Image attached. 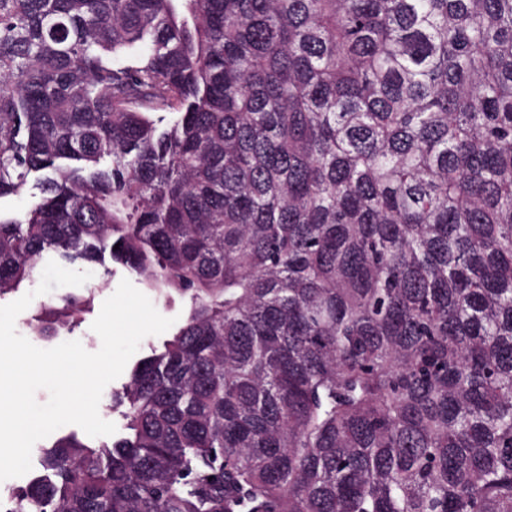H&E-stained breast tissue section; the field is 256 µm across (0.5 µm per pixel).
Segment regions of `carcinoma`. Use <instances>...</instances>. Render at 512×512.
I'll list each match as a JSON object with an SVG mask.
<instances>
[{"instance_id": "cac0c4a2", "label": "carcinoma", "mask_w": 512, "mask_h": 512, "mask_svg": "<svg viewBox=\"0 0 512 512\" xmlns=\"http://www.w3.org/2000/svg\"><path fill=\"white\" fill-rule=\"evenodd\" d=\"M32 173L0 298L109 259L186 315L0 512H512V0H0Z\"/></svg>"}]
</instances>
